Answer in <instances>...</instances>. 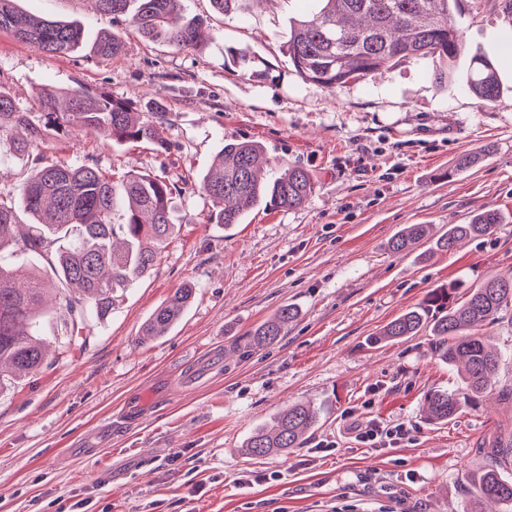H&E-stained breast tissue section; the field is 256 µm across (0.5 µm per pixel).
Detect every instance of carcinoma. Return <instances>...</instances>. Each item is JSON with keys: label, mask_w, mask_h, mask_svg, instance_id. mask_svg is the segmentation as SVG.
<instances>
[{"label": "carcinoma", "mask_w": 512, "mask_h": 512, "mask_svg": "<svg viewBox=\"0 0 512 512\" xmlns=\"http://www.w3.org/2000/svg\"><path fill=\"white\" fill-rule=\"evenodd\" d=\"M317 13L293 21L285 53L288 63L305 81L325 89L341 88L404 59L436 57L448 64L466 53L452 19V0H321ZM101 13L129 17L142 36L179 49L196 47L206 19L188 15L183 0H97ZM0 32L37 50L66 56L83 39L75 21L40 20L0 0ZM124 43L111 31L94 42L102 59L122 54ZM467 90L484 104L500 95L494 63L485 55L470 56L464 75ZM59 91L40 95L41 119L17 108L0 90V152L35 154V166L20 187L19 202L0 195V253H35L51 258V274L33 272L24 277L0 262V390L60 361L79 341L91 317L103 320L112 313L116 293L148 274L174 232L177 182L163 176L127 170L122 173L98 162L44 161L37 153L51 137L79 131L86 137L118 143H146L166 151L162 124L167 107L154 104L152 117L132 104L103 91L83 87L68 91L66 106L57 102ZM263 148L253 141L224 144L209 170L196 185L212 203L209 224H238L262 202L276 208L297 209L312 195L315 179L301 166L284 164L272 181L262 183L258 168ZM30 219L31 231L16 234L18 210ZM499 214L480 209L467 224H450L433 236L427 224H408L389 241L393 252L405 251L423 239L434 238L441 250L451 251L464 240L490 238ZM457 288H437L418 307L387 323L374 343L415 336L428 327L437 337L434 353L453 367L460 365L464 387L435 390L424 400L429 421L446 422L495 383L498 352L489 347L480 330L502 319L512 309V276H492L469 289L464 299ZM55 294V307L64 317L66 334L55 337L58 354L47 358L45 338L35 327L42 306ZM193 289L180 288L155 309L144 325L146 336H161L185 313ZM298 319V310L284 305L248 333L255 347L268 346ZM320 421L309 403H295L274 417V425L256 429L243 446L254 456L286 455L300 448ZM489 464L469 479L474 501L486 499L512 506V480L501 476L503 464H512L507 452L492 448Z\"/></svg>", "instance_id": "carcinoma-1"}]
</instances>
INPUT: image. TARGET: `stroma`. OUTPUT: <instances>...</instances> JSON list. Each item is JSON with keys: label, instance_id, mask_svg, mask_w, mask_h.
I'll list each match as a JSON object with an SVG mask.
<instances>
[{"label": "stroma", "instance_id": "35a3bbf8", "mask_svg": "<svg viewBox=\"0 0 512 512\" xmlns=\"http://www.w3.org/2000/svg\"><path fill=\"white\" fill-rule=\"evenodd\" d=\"M48 20L79 22L87 45L52 56L0 34V90L39 114L42 89L84 86L145 110L163 101L166 152L147 144L66 137L48 159L97 160L186 181L174 200L176 228L153 269L118 291L111 315L92 320L85 346L0 391V512H472L468 477L484 451L512 442V319L486 326L500 353L493 390L445 423L421 412L425 394L461 388L433 353L434 336L371 344L392 319L432 290L459 292L512 271V37L504 0H455L469 50L488 56L502 83L481 103L463 86L460 59L443 82L436 59H407L330 91L288 63L290 22L319 0H240L229 15L210 0H185L208 19L187 51L144 39L128 20L100 14L95 0H17ZM124 42L95 57L97 32ZM246 50L266 76L224 61ZM231 141L259 142L272 161L315 176L302 208L258 205L242 223L210 224L193 186ZM476 167L445 178L459 155ZM479 209L501 216L495 235L451 251L422 244L395 254L404 225L439 232ZM191 305L165 335L141 329L177 288ZM300 311L273 346L248 334L280 307ZM308 401L320 421L303 447L252 458L242 446L288 404ZM410 428L395 448H366L369 421ZM257 483L240 485L243 476Z\"/></svg>", "mask_w": 512, "mask_h": 512}]
</instances>
